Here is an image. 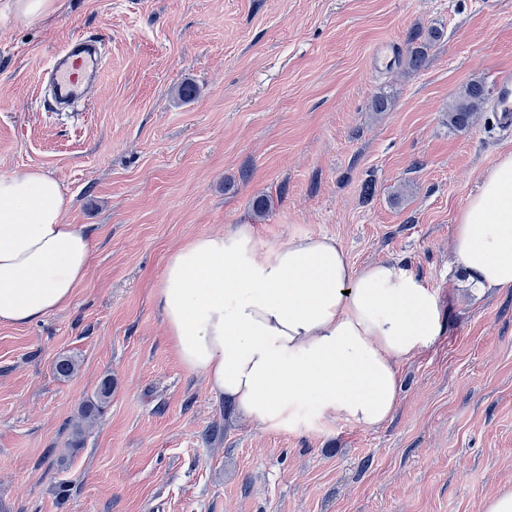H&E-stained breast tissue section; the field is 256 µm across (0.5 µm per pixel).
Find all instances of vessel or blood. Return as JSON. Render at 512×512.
<instances>
[{"label": "vessel or blood", "instance_id": "b4317fda", "mask_svg": "<svg viewBox=\"0 0 512 512\" xmlns=\"http://www.w3.org/2000/svg\"><path fill=\"white\" fill-rule=\"evenodd\" d=\"M104 60L95 42L77 38L58 51L50 64L51 81L59 100H82L88 85L99 80ZM490 109L501 134L512 133V70L504 69L495 77Z\"/></svg>", "mask_w": 512, "mask_h": 512}]
</instances>
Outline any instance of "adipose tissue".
I'll use <instances>...</instances> for the list:
<instances>
[{
    "mask_svg": "<svg viewBox=\"0 0 512 512\" xmlns=\"http://www.w3.org/2000/svg\"><path fill=\"white\" fill-rule=\"evenodd\" d=\"M58 180L0 176V323L65 307L93 258L85 225L63 221ZM457 262L485 289L512 288V152L501 154L455 219ZM182 367L267 430L319 418L386 423L400 364L441 335L436 293L392 262L355 266L335 237L261 248L250 225L191 238L167 260L155 295Z\"/></svg>",
    "mask_w": 512,
    "mask_h": 512,
    "instance_id": "ef3b65f1",
    "label": "adipose tissue"
}]
</instances>
